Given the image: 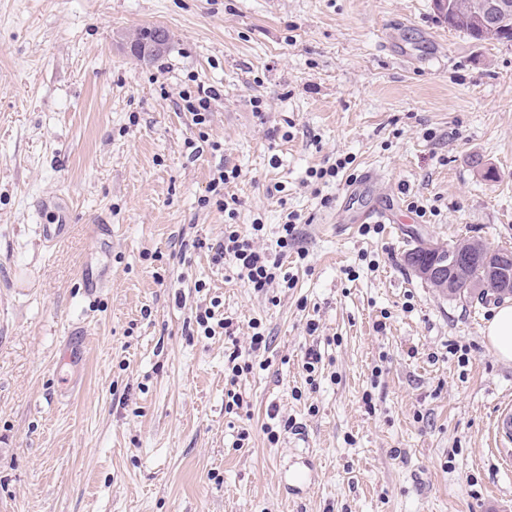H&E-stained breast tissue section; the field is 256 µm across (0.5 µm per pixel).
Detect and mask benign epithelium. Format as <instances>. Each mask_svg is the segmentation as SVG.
<instances>
[{
    "instance_id": "1",
    "label": "benign epithelium",
    "mask_w": 512,
    "mask_h": 512,
    "mask_svg": "<svg viewBox=\"0 0 512 512\" xmlns=\"http://www.w3.org/2000/svg\"><path fill=\"white\" fill-rule=\"evenodd\" d=\"M423 248L433 253V259L422 263L412 254L408 257L410 266L421 279L436 285L441 292L454 293L466 266L475 258L483 264L499 289L512 293V266H508L512 263L511 255L487 249L480 243H473L463 250L431 243L424 244Z\"/></svg>"
}]
</instances>
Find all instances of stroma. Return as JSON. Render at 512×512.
<instances>
[{"label": "stroma", "instance_id": "35a3bbf8", "mask_svg": "<svg viewBox=\"0 0 512 512\" xmlns=\"http://www.w3.org/2000/svg\"><path fill=\"white\" fill-rule=\"evenodd\" d=\"M151 26L169 44L143 61L130 37ZM202 85L200 125L183 96ZM219 167L232 214L201 204ZM370 169L396 221L367 234L336 204ZM58 198L70 230L48 246ZM291 212L293 287L255 292L193 246L259 222L274 248ZM465 240L512 248V42L450 30L433 0H0V512H512L498 300L406 259ZM208 307L233 336L204 335ZM255 320L268 349L229 384ZM307 450L315 484L285 495ZM353 162L354 159L351 156L336 158V160H334V162L331 164L310 169L309 178H312L315 181L321 182L325 185L329 184L330 182L335 183L336 180L339 179L340 174L346 172V170L350 168ZM495 449L500 458L501 465L510 469L512 467V405L504 403L498 406L490 425Z\"/></svg>", "mask_w": 512, "mask_h": 512}]
</instances>
